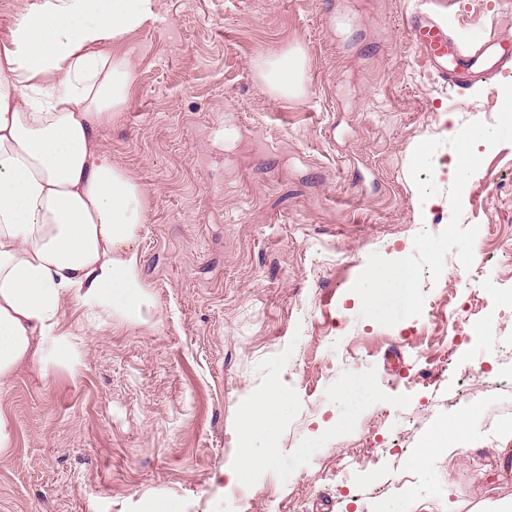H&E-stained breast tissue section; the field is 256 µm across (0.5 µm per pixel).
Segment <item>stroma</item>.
Wrapping results in <instances>:
<instances>
[{"mask_svg": "<svg viewBox=\"0 0 512 512\" xmlns=\"http://www.w3.org/2000/svg\"><path fill=\"white\" fill-rule=\"evenodd\" d=\"M476 48L512 37V0H159V19L111 47L137 72L98 134L144 187L140 318L66 302L75 357L0 384L13 442L0 512H473L512 499L502 451L512 410V143L478 145L463 226L492 266L448 254L421 316L360 317L352 286L371 253L401 259L451 219L448 141L494 123L512 62L449 85L419 56L418 10ZM308 93L275 100L260 59L294 46ZM441 143L438 195L409 175ZM283 400L251 420L269 390ZM468 414L467 448L441 447ZM432 448L433 459L417 457ZM258 459L253 470L244 458Z\"/></svg>", "mask_w": 512, "mask_h": 512, "instance_id": "stroma-1", "label": "stroma"}]
</instances>
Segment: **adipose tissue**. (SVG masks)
<instances>
[{
    "instance_id": "ef3b65f1",
    "label": "adipose tissue",
    "mask_w": 512,
    "mask_h": 512,
    "mask_svg": "<svg viewBox=\"0 0 512 512\" xmlns=\"http://www.w3.org/2000/svg\"><path fill=\"white\" fill-rule=\"evenodd\" d=\"M158 0H40L0 45V383L71 356L62 306L139 314L137 243L148 199L97 139L135 79L107 50L158 17ZM275 99L306 93L296 46L262 60Z\"/></svg>"
}]
</instances>
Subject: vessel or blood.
Masks as SVG:
<instances>
[{
    "mask_svg": "<svg viewBox=\"0 0 512 512\" xmlns=\"http://www.w3.org/2000/svg\"><path fill=\"white\" fill-rule=\"evenodd\" d=\"M411 42L437 75L446 82H455L458 75L477 63H496L512 58V39L494 34L484 38L479 50L467 53L451 41L447 31L428 15H418L410 28Z\"/></svg>",
    "mask_w": 512,
    "mask_h": 512,
    "instance_id": "1",
    "label": "vessel or blood"
}]
</instances>
